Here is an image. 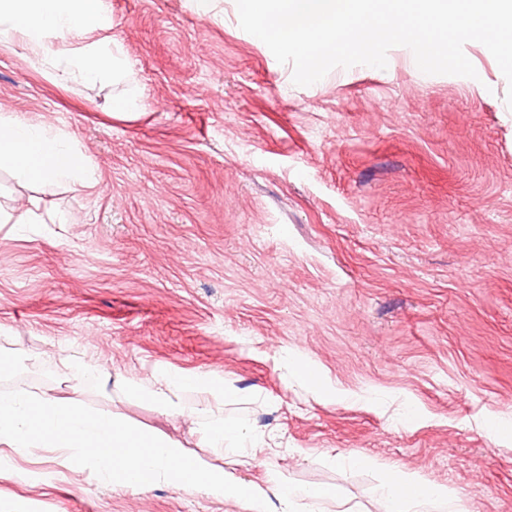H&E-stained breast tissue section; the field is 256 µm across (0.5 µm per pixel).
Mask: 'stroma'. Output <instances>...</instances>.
I'll return each instance as SVG.
<instances>
[{"instance_id": "obj_1", "label": "stroma", "mask_w": 512, "mask_h": 512, "mask_svg": "<svg viewBox=\"0 0 512 512\" xmlns=\"http://www.w3.org/2000/svg\"><path fill=\"white\" fill-rule=\"evenodd\" d=\"M145 107L120 85L68 87L0 41V113L70 133L100 186L20 185L0 203V392H69L84 351L113 378L154 369L221 383L224 421L270 446L269 470L381 512L386 468L454 488L461 512H512V108L485 46L476 78L291 65L190 0H107ZM66 223H57V216ZM318 374L307 382L304 368ZM210 458L193 423L126 394H81ZM0 512H252L163 483L103 484L43 449L0 445Z\"/></svg>"}]
</instances>
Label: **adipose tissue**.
I'll return each instance as SVG.
<instances>
[{
  "mask_svg": "<svg viewBox=\"0 0 512 512\" xmlns=\"http://www.w3.org/2000/svg\"><path fill=\"white\" fill-rule=\"evenodd\" d=\"M101 0H0V38L23 40L35 58L64 84L94 85L128 80L132 70L116 42L85 43L87 34L104 30ZM0 170L33 184H99L95 166L71 135L61 129L0 114ZM67 366L79 390L115 384L122 392L148 399L161 411L195 419L205 447L230 465L248 445L246 434L224 422V394L198 373L159 371L147 380L109 381L102 368L79 354ZM207 392L205 402L187 408L191 391ZM0 444L12 448H50L65 461L91 470L103 483L136 490L163 482L194 486L215 498L249 500L254 512H267L274 497L280 512H306L311 503L336 499L333 486L309 487L270 473L267 490L237 480L228 468L188 456L181 443L140 428L117 413L84 406L78 393L66 398L50 390L17 389L0 393ZM382 512H419L429 501L454 503L458 495L445 485L426 482L416 473L389 470L378 488Z\"/></svg>",
  "mask_w": 512,
  "mask_h": 512,
  "instance_id": "1",
  "label": "adipose tissue"
}]
</instances>
